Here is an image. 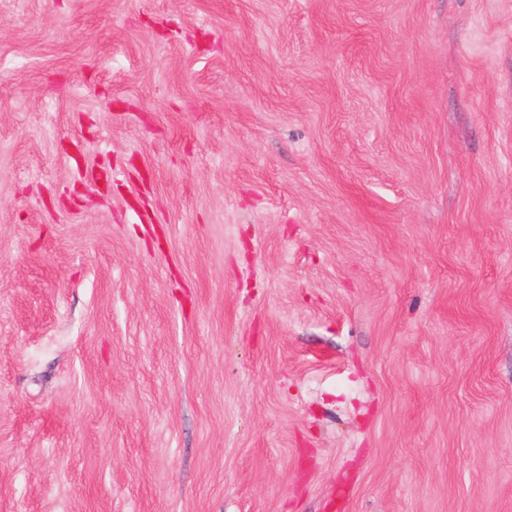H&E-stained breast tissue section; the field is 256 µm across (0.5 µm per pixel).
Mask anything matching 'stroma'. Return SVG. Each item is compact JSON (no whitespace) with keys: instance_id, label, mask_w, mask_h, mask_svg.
Returning a JSON list of instances; mask_svg holds the SVG:
<instances>
[{"instance_id":"35a3bbf8","label":"stroma","mask_w":512,"mask_h":512,"mask_svg":"<svg viewBox=\"0 0 512 512\" xmlns=\"http://www.w3.org/2000/svg\"><path fill=\"white\" fill-rule=\"evenodd\" d=\"M0 512H512V0H0Z\"/></svg>"}]
</instances>
